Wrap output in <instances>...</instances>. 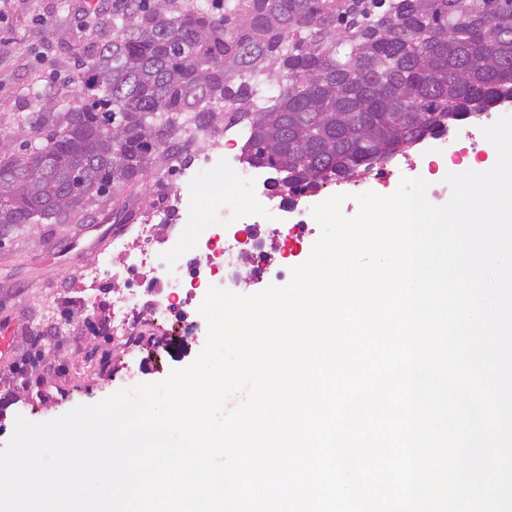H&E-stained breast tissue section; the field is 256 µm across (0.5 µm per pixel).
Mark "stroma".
Wrapping results in <instances>:
<instances>
[{
    "instance_id": "obj_1",
    "label": "stroma",
    "mask_w": 512,
    "mask_h": 512,
    "mask_svg": "<svg viewBox=\"0 0 512 512\" xmlns=\"http://www.w3.org/2000/svg\"><path fill=\"white\" fill-rule=\"evenodd\" d=\"M82 8V0H0V153L20 149L14 125L18 113L30 111L48 88L69 87L82 57L72 44L82 30ZM69 89L78 95V88ZM239 166L237 155H230L223 177L195 187L197 223L209 224L216 203H238L233 173ZM307 201V196L298 197L299 209L290 216L298 236L284 245L270 238L266 215L253 213L251 225L269 236L272 271L244 285L243 294L285 284V269L309 257L320 228L316 221L302 219L300 208ZM121 230V225L101 218L94 224H26L0 237V320L9 319L15 326L11 352L0 355V446L11 437L16 416L33 422L57 418L121 389L163 380L203 349L207 325L192 304L176 313L157 314L153 334L167 340L168 350L157 353L147 343L134 357L113 353L107 343L112 305L123 294L124 281L104 273L90 304L78 270ZM62 322L74 326L79 339L46 336V329ZM40 389L45 398L32 401V393Z\"/></svg>"
}]
</instances>
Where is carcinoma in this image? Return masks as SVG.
<instances>
[{
	"instance_id": "obj_1",
	"label": "carcinoma",
	"mask_w": 512,
	"mask_h": 512,
	"mask_svg": "<svg viewBox=\"0 0 512 512\" xmlns=\"http://www.w3.org/2000/svg\"><path fill=\"white\" fill-rule=\"evenodd\" d=\"M112 39L18 116L0 230L91 224L231 115L240 162L316 187L512 101V0H112Z\"/></svg>"
}]
</instances>
